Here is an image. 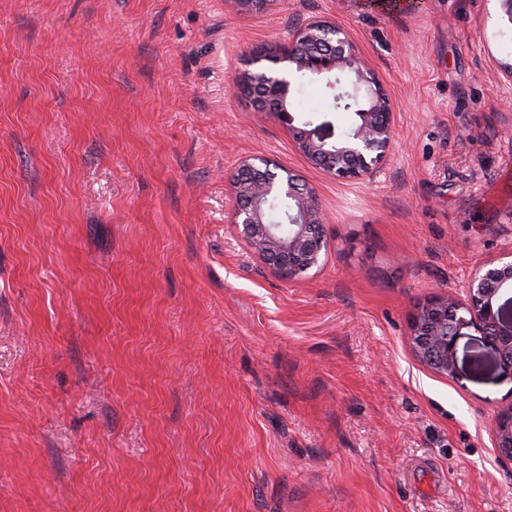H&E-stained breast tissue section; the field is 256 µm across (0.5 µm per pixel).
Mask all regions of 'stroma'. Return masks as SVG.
<instances>
[{"instance_id": "35a3bbf8", "label": "stroma", "mask_w": 512, "mask_h": 512, "mask_svg": "<svg viewBox=\"0 0 512 512\" xmlns=\"http://www.w3.org/2000/svg\"><path fill=\"white\" fill-rule=\"evenodd\" d=\"M0 0V512H512V404L478 333L457 379L416 307L512 249L499 0ZM342 26L394 103L375 181L255 111L254 50ZM290 98L335 134L318 82ZM264 156L327 214L281 279L233 222ZM494 447L500 457L512 460V404L501 410L497 417Z\"/></svg>"}]
</instances>
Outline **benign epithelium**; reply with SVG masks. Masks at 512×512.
<instances>
[{
  "mask_svg": "<svg viewBox=\"0 0 512 512\" xmlns=\"http://www.w3.org/2000/svg\"><path fill=\"white\" fill-rule=\"evenodd\" d=\"M256 58L280 66L281 75L261 89L245 77L241 90L257 110L272 113L288 127L300 153L342 181L372 179L382 170L396 138L393 105L342 27L312 22L290 32L288 41L260 49ZM303 72L324 82L332 111L354 115L340 139L331 140L332 124L299 122L290 110L289 88ZM231 191L237 201L234 224L279 277L299 278L320 264L327 249L325 215L316 193L297 175L268 158L252 157L238 167ZM272 200L288 202L283 214L286 235L281 225L269 220ZM511 287L512 251L474 274L466 288L467 301L451 291L424 303L409 325V341L419 361L436 374L456 378V343L473 330L492 350L500 378L512 382V317L497 305L500 293ZM494 447L500 457L512 460V404L497 417Z\"/></svg>",
  "mask_w": 512,
  "mask_h": 512,
  "instance_id": "benign-epithelium-1",
  "label": "benign epithelium"
}]
</instances>
